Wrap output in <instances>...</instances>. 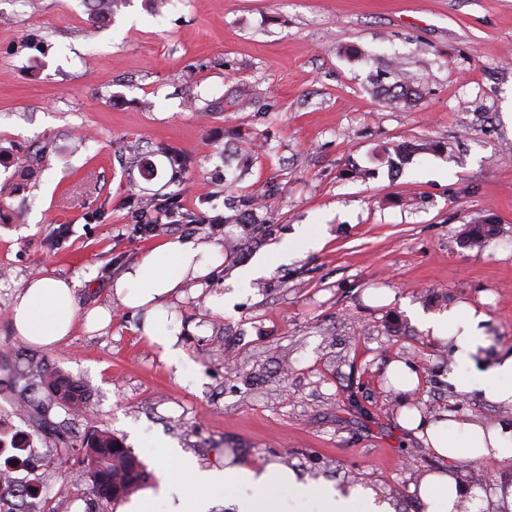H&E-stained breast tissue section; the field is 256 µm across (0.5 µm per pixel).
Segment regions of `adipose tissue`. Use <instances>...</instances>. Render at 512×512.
Instances as JSON below:
<instances>
[{"label": "adipose tissue", "instance_id": "ef3b65f1", "mask_svg": "<svg viewBox=\"0 0 512 512\" xmlns=\"http://www.w3.org/2000/svg\"><path fill=\"white\" fill-rule=\"evenodd\" d=\"M327 236L323 224L299 229L291 242L271 255L256 257L239 268L234 276L237 289H248L251 282L268 272L277 261L296 252L320 248ZM221 246L192 241L169 240L144 250L111 284V293L125 308L142 312L140 329L147 340L161 351L162 359L184 375L188 368L178 345L182 323L165 306L166 300L187 283L199 282L223 265ZM72 279L37 274L31 276L16 297L12 321L20 340L44 348H53L70 336L79 309ZM424 329L433 339L451 344L453 358L463 370L452 380L456 392L483 391L497 403L512 404V355L477 373H466L486 337L481 317L474 306L455 304L438 314H420ZM399 422L412 430L431 448L434 455L447 460V468L427 473L419 482L417 495L424 512H475L471 495L462 490L457 465L462 461L499 462L512 460V430L443 410L425 415L417 408L403 407ZM166 485L159 491H145L125 504L120 512H152L155 496L166 499L168 512H209L211 491L224 493L225 503L236 512H300L309 503L314 512H393L389 502L378 499L369 488L351 486L342 489L330 484L298 480L291 471L279 466L264 470L246 467L203 469L180 449L162 445L158 455ZM194 489L180 491L181 482Z\"/></svg>", "mask_w": 512, "mask_h": 512}]
</instances>
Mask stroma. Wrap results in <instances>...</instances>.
<instances>
[{"mask_svg":"<svg viewBox=\"0 0 512 512\" xmlns=\"http://www.w3.org/2000/svg\"><path fill=\"white\" fill-rule=\"evenodd\" d=\"M392 59L420 92L412 108L383 98ZM241 91L250 104L232 106ZM424 139L444 152L396 172L375 158ZM37 149L43 162L0 223V445L31 450L35 470L16 477L43 494L27 512H117L72 476L80 440L103 430L158 482L150 443L163 437L205 468L280 465L423 512L415 488L443 462L398 421L402 396L385 385L397 359L418 373L411 402L425 413L512 429L511 405L455 393L450 346L407 313L478 308L488 345L472 372L512 352V0H124L101 21L88 0H0V184ZM354 165L375 174L349 178ZM231 192L262 199L259 223L236 222ZM172 194L185 219H224L223 234H179L224 251L205 287L167 302L187 326L180 378L110 296L171 237L135 236L133 208ZM485 222L498 236L466 246ZM303 224L326 225L320 249L212 310L234 270ZM36 273L76 280L79 309L109 308L111 324L53 349L21 342L9 314ZM31 364L85 385L87 409L16 412Z\"/></svg>","mask_w":512,"mask_h":512,"instance_id":"35a3bbf8","label":"stroma"}]
</instances>
